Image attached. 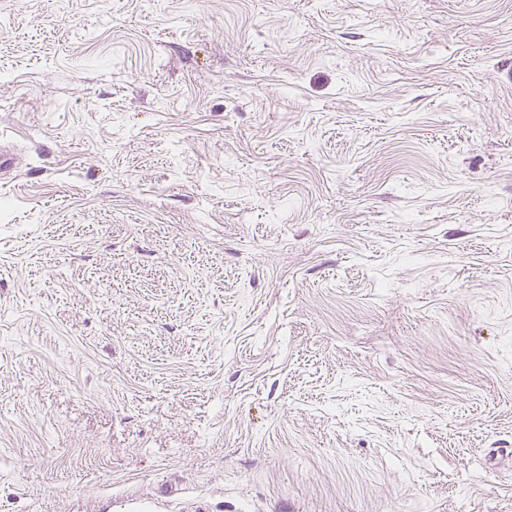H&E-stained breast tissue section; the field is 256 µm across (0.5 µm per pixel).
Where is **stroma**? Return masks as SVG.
<instances>
[{
  "mask_svg": "<svg viewBox=\"0 0 512 512\" xmlns=\"http://www.w3.org/2000/svg\"><path fill=\"white\" fill-rule=\"evenodd\" d=\"M0 512H512V0H0Z\"/></svg>",
  "mask_w": 512,
  "mask_h": 512,
  "instance_id": "stroma-1",
  "label": "stroma"
}]
</instances>
